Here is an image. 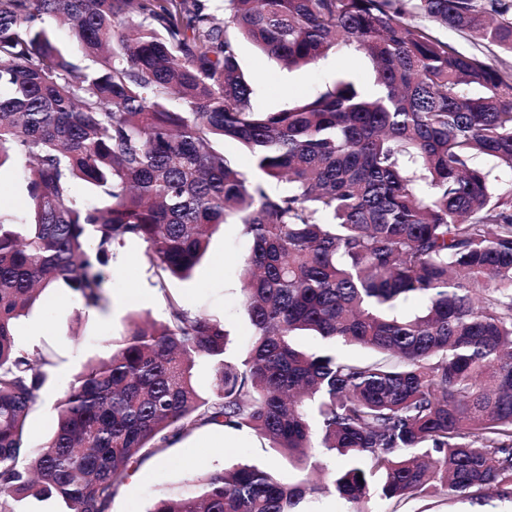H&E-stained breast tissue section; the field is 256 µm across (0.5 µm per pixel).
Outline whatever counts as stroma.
<instances>
[{
	"mask_svg": "<svg viewBox=\"0 0 512 512\" xmlns=\"http://www.w3.org/2000/svg\"><path fill=\"white\" fill-rule=\"evenodd\" d=\"M243 70L258 74L256 107L267 111L288 108L296 99L315 94L336 75L351 74L359 84L371 87V63L360 53L343 49L319 65L292 72L282 71L274 60L259 55L248 42L238 47ZM251 247L238 225L227 224L212 237L208 252L191 281H170V291L195 311L224 318L233 349H240L250 334V321L238 297L237 261ZM141 245H128L106 283L104 309L85 311L77 296L64 287L45 291L29 316L16 326L18 343L29 350H51L53 365L26 422L27 441L40 446L56 423L55 403L82 371L88 360L108 357L119 340L128 317L165 316L157 287L139 261ZM268 448L250 431L217 430L203 426L146 459L114 497L110 512H150L154 502L171 492H189L195 478L207 471H221L240 463H272ZM369 512H512V499L489 497L474 501L456 493L409 499L399 507L379 498L367 503Z\"/></svg>",
	"mask_w": 512,
	"mask_h": 512,
	"instance_id": "stroma-1",
	"label": "stroma"
}]
</instances>
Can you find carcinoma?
<instances>
[{
  "label": "carcinoma",
  "instance_id": "carcinoma-1",
  "mask_svg": "<svg viewBox=\"0 0 512 512\" xmlns=\"http://www.w3.org/2000/svg\"><path fill=\"white\" fill-rule=\"evenodd\" d=\"M49 18L90 64L59 47ZM435 26L512 55V0H224L221 19L207 0H0V166L25 160L31 208L29 220L0 209V512L29 496L109 512L146 457L209 425L250 431L303 477L239 465L149 512H305L326 495L367 512L374 487L395 506L512 499V194L475 164L512 171V74ZM242 38L289 70L353 47L373 88L341 74L257 109ZM226 139L251 156L253 180L218 149ZM79 182L99 200L78 199ZM230 219L252 243L239 261L252 334L236 353L223 319L167 287ZM129 242L145 244L165 317L131 319L31 448L25 424L52 362L17 345L16 322L61 284L101 307ZM304 333L328 348L299 349ZM200 361L215 375L208 396Z\"/></svg>",
  "mask_w": 512,
  "mask_h": 512
}]
</instances>
